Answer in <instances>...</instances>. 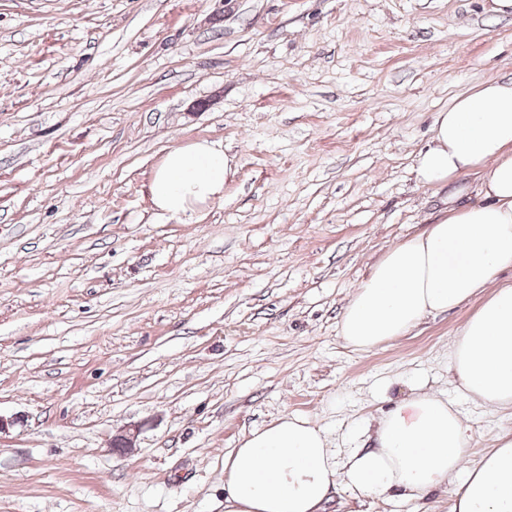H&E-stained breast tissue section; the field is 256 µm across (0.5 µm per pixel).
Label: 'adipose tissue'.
<instances>
[{"label":"adipose tissue","instance_id":"adipose-tissue-1","mask_svg":"<svg viewBox=\"0 0 512 512\" xmlns=\"http://www.w3.org/2000/svg\"><path fill=\"white\" fill-rule=\"evenodd\" d=\"M231 159L201 140L169 151L151 196L180 215L224 198ZM479 178L480 201L459 204L422 233L389 247L354 288L339 321L346 346L369 352L409 334L424 318L472 297L482 302L451 343L450 370L462 393L487 408L512 407V79L479 84L439 112L417 159L426 184ZM374 448L337 462L321 427L286 415L252 431L224 457V512H321L337 483L371 498L402 491L422 498L454 486L452 512H512V432L499 434L480 463L464 468L470 428L432 391L418 390L380 418Z\"/></svg>","mask_w":512,"mask_h":512}]
</instances>
